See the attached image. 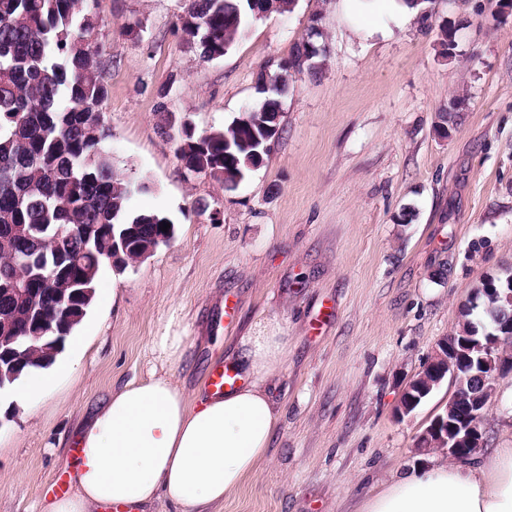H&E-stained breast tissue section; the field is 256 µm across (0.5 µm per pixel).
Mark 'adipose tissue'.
Masks as SVG:
<instances>
[{
    "label": "adipose tissue",
    "mask_w": 512,
    "mask_h": 512,
    "mask_svg": "<svg viewBox=\"0 0 512 512\" xmlns=\"http://www.w3.org/2000/svg\"><path fill=\"white\" fill-rule=\"evenodd\" d=\"M176 319L154 336V365L113 389L77 433L81 458L71 494L46 498L40 512H97L164 499L181 512H207L254 474L279 425L266 382L285 348L278 321L241 340L250 384L189 403L168 364L187 341ZM358 512H512V447L464 461L395 474Z\"/></svg>",
    "instance_id": "obj_1"
}]
</instances>
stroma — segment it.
<instances>
[{
	"instance_id": "1",
	"label": "stroma",
	"mask_w": 512,
	"mask_h": 512,
	"mask_svg": "<svg viewBox=\"0 0 512 512\" xmlns=\"http://www.w3.org/2000/svg\"><path fill=\"white\" fill-rule=\"evenodd\" d=\"M183 0H95L112 162L159 212L172 241L124 272L78 327L74 371L32 402L0 393V512H39L80 424L150 367V343L178 315L188 342L173 372L189 401L215 361L240 364L241 337L278 321L285 358L266 383L280 425L267 458L213 512H357L391 473L428 464L417 436L444 412L441 383L395 415L406 382L489 278L512 275V15L499 0H428L389 37L355 33L340 0H295L254 20L224 58L182 41ZM456 23L457 47L441 28ZM316 72L288 79L281 135L236 189L186 175L166 114L196 132L258 106V76L312 25ZM467 99L442 131L450 95ZM512 446V372L483 426Z\"/></svg>"
}]
</instances>
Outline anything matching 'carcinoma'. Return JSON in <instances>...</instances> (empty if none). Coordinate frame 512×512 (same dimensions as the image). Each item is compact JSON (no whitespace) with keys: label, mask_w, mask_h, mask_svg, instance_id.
<instances>
[{"label":"carcinoma","mask_w":512,"mask_h":512,"mask_svg":"<svg viewBox=\"0 0 512 512\" xmlns=\"http://www.w3.org/2000/svg\"><path fill=\"white\" fill-rule=\"evenodd\" d=\"M90 0H0V381L17 382L49 367L45 347L59 351L81 323L112 240H123L120 269L135 266L143 251L169 243L175 224L163 214H131L133 185L106 151L111 137L101 104L107 94L95 58ZM240 10L243 23L224 28V15ZM245 0H186L177 31L207 61L224 57V44L245 34ZM287 89L269 75L262 106L224 130L179 131L176 154L190 174L235 186L250 171L251 152L279 135L260 122L280 111ZM170 224L161 230L162 224ZM64 224L96 226L87 242L59 233ZM55 270L48 284L44 266ZM23 274L39 297L34 309L9 294L8 280ZM54 329L47 345L34 337Z\"/></svg>","instance_id":"obj_1"}]
</instances>
